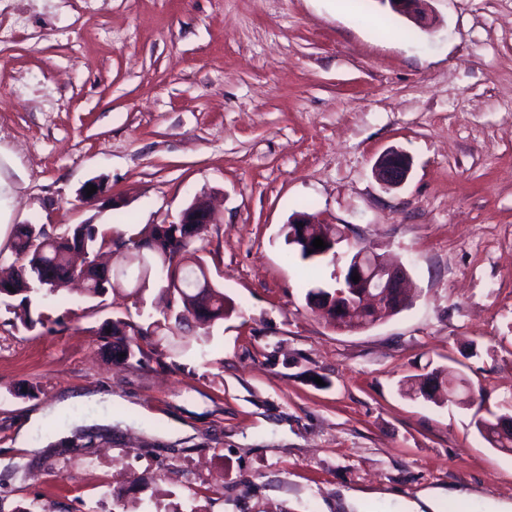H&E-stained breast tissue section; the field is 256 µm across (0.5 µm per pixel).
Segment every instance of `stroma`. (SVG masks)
Here are the masks:
<instances>
[{"instance_id":"35a3bbf8","label":"stroma","mask_w":512,"mask_h":512,"mask_svg":"<svg viewBox=\"0 0 512 512\" xmlns=\"http://www.w3.org/2000/svg\"><path fill=\"white\" fill-rule=\"evenodd\" d=\"M428 9L425 31L379 0H0V252L204 195L233 307L118 363L103 329L148 325L126 291L0 302V512H512V454L474 426L512 414V0ZM391 149L412 171L387 190ZM300 214L402 260L413 304L334 328L305 295L337 265L283 240ZM436 368L474 404L401 391ZM95 423L104 446L60 445ZM411 172L409 157L399 150H390L382 155L375 166V176L385 189L401 187Z\"/></svg>"}]
</instances>
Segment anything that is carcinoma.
<instances>
[{"mask_svg":"<svg viewBox=\"0 0 512 512\" xmlns=\"http://www.w3.org/2000/svg\"><path fill=\"white\" fill-rule=\"evenodd\" d=\"M185 224H151L134 235L123 232L99 230L95 224H78L66 235L49 233L44 226L21 224L17 227L12 246L11 274L0 279V299H18L20 303L30 301V294L44 290L50 295L63 292L69 280L76 274L86 276V295L99 298L110 291L130 288L129 295L136 300L151 285L155 284L153 273L165 271L163 290L170 296V315L150 323L147 329L137 330L143 339L159 332L175 333L191 321L210 327L224 320L230 309L226 306L224 292L212 285L208 304L196 301L197 287L207 282L210 275L205 259L199 255L203 248L195 243L205 240L207 228L199 229L195 238L186 237ZM122 247L129 253L135 271L108 269L98 263L103 250ZM129 323L123 320L112 322L109 348L112 359L128 360L134 356L124 329ZM448 379L444 372L434 370L425 377H414L404 382L406 393L425 397V389L431 379ZM110 432L106 426H78L60 440L62 445H76L85 440L92 443L103 439Z\"/></svg>","mask_w":512,"mask_h":512,"instance_id":"1","label":"carcinoma"}]
</instances>
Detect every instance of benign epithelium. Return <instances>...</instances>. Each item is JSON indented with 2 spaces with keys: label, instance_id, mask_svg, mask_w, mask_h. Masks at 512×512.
<instances>
[{
  "label": "benign epithelium",
  "instance_id": "7a95c632",
  "mask_svg": "<svg viewBox=\"0 0 512 512\" xmlns=\"http://www.w3.org/2000/svg\"><path fill=\"white\" fill-rule=\"evenodd\" d=\"M397 15L406 18L423 30L433 28L434 20L426 11V0H384ZM411 172L409 157L399 150H390L382 155L375 166V176L386 189L402 186ZM182 224L220 223L210 205L197 198L183 211ZM348 242V259L341 276L338 277L335 295L327 299L324 311H333L331 320L340 324L349 320L355 310L367 309L372 318L381 313H391L408 306L406 292L409 271L401 263L384 262L370 245L348 241L345 232L328 237V248L313 250V256H325L342 242ZM359 276L355 282L352 277Z\"/></svg>",
  "mask_w": 512,
  "mask_h": 512
}]
</instances>
